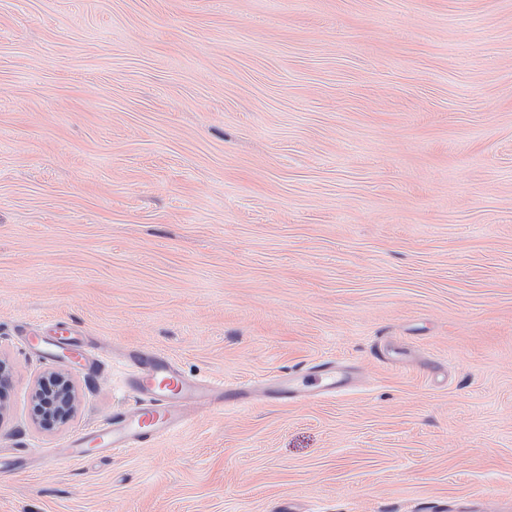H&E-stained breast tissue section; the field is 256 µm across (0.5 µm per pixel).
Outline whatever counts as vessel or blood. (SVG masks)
<instances>
[{
  "label": "vessel or blood",
  "instance_id": "b4317fda",
  "mask_svg": "<svg viewBox=\"0 0 512 512\" xmlns=\"http://www.w3.org/2000/svg\"><path fill=\"white\" fill-rule=\"evenodd\" d=\"M29 344L51 350L60 349L78 364L89 365L87 348L80 338L78 327L50 322L32 333ZM145 369L134 376L132 383L145 402L130 412L114 414L102 427L93 432L80 433L71 441L72 451L68 463L77 464L87 456L88 448L97 449L101 456H111L119 449L141 447L144 443L172 433L184 424L173 406L174 400L202 398L218 406H230L243 396L238 387L224 385L220 381L200 384L184 377L177 366L165 355L142 352L138 355ZM310 376L281 378L277 388L283 400L307 397L316 392L335 393L348 385V378L339 365L321 362L311 365Z\"/></svg>",
  "mask_w": 512,
  "mask_h": 512
}]
</instances>
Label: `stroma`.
I'll use <instances>...</instances> for the list:
<instances>
[{
    "mask_svg": "<svg viewBox=\"0 0 512 512\" xmlns=\"http://www.w3.org/2000/svg\"><path fill=\"white\" fill-rule=\"evenodd\" d=\"M79 324L66 425L30 389ZM252 383L79 464L126 354ZM0 512L512 501V0H0ZM346 361L345 391L274 381ZM28 343L46 350L61 349L72 358L77 364L87 366L90 357L79 336H82L78 327L70 326L68 322L60 323L52 321L49 325L35 330V333H28Z\"/></svg>",
    "mask_w": 512,
    "mask_h": 512,
    "instance_id": "stroma-1",
    "label": "stroma"
}]
</instances>
